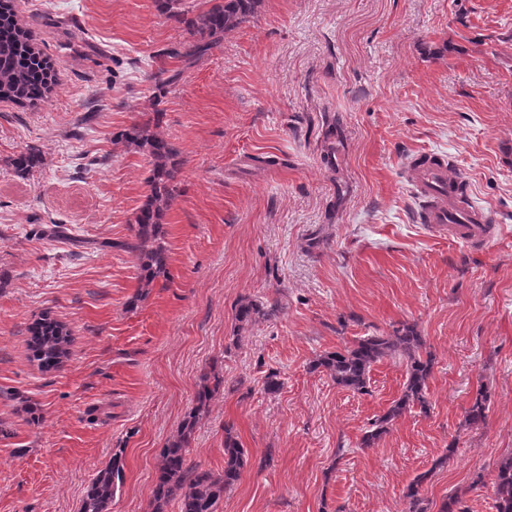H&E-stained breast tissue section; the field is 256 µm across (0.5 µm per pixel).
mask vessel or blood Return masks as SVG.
Instances as JSON below:
<instances>
[{
  "label": "vessel or blood",
  "instance_id": "vessel-or-blood-1",
  "mask_svg": "<svg viewBox=\"0 0 512 512\" xmlns=\"http://www.w3.org/2000/svg\"><path fill=\"white\" fill-rule=\"evenodd\" d=\"M411 176L423 201V224L474 248L489 244L494 237L490 216L466 202L459 179L448 173L445 157L435 154L416 157L411 163Z\"/></svg>",
  "mask_w": 512,
  "mask_h": 512
}]
</instances>
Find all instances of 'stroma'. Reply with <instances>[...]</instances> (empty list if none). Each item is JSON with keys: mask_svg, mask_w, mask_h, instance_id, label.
<instances>
[{"mask_svg": "<svg viewBox=\"0 0 512 512\" xmlns=\"http://www.w3.org/2000/svg\"><path fill=\"white\" fill-rule=\"evenodd\" d=\"M15 5L59 81L47 101H0V389L42 413L30 425L0 396V512H79L116 448L110 512H151L159 450L213 366L224 385L189 460L222 470L228 425L249 456L218 512H406L421 474L427 512L451 495L496 512L512 454V0H262L191 65L174 55L188 33L154 0ZM161 67L175 80L159 96ZM135 123L181 161L167 271L144 290L123 247L150 169L119 138ZM31 146L43 164L18 177L7 161ZM423 153L493 215L484 250L417 221ZM54 222L88 247L31 235ZM244 297L280 311L239 324ZM45 311L77 336L48 371L26 334ZM406 324L435 357L430 410L363 447L403 363H377L364 394L312 364ZM481 387L487 418L471 428ZM488 400V391L483 387L479 388L475 398L466 411V423L468 426H479L485 421L487 417ZM493 493L496 512H512V456L499 462Z\"/></svg>", "mask_w": 512, "mask_h": 512, "instance_id": "obj_1", "label": "stroma"}]
</instances>
